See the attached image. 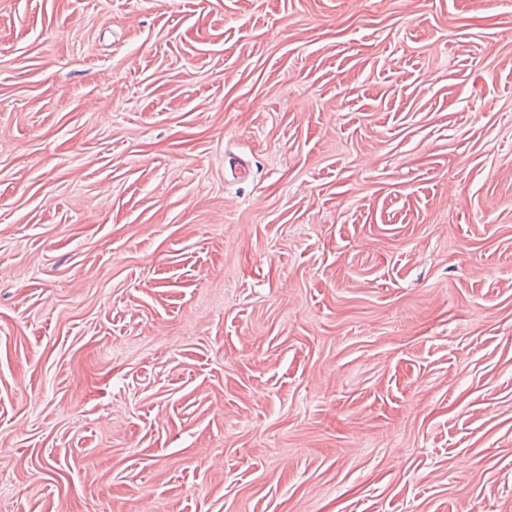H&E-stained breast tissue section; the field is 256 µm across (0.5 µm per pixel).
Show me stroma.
I'll list each match as a JSON object with an SVG mask.
<instances>
[{"label": "stroma", "instance_id": "stroma-1", "mask_svg": "<svg viewBox=\"0 0 512 512\" xmlns=\"http://www.w3.org/2000/svg\"><path fill=\"white\" fill-rule=\"evenodd\" d=\"M0 512H512V0H0Z\"/></svg>", "mask_w": 512, "mask_h": 512}]
</instances>
